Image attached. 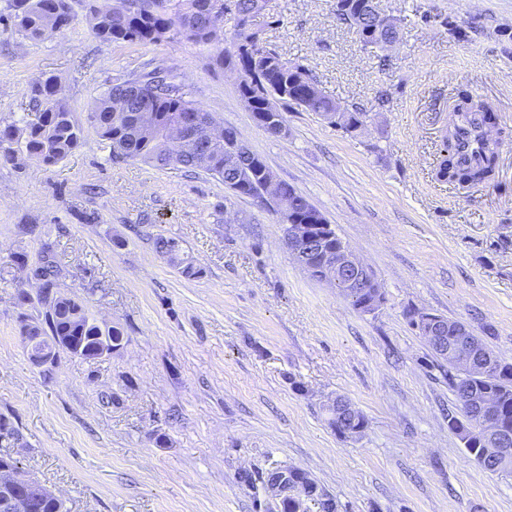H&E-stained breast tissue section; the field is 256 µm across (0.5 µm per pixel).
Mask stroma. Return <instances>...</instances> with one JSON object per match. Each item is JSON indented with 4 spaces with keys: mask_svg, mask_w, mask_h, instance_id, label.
<instances>
[{
    "mask_svg": "<svg viewBox=\"0 0 512 512\" xmlns=\"http://www.w3.org/2000/svg\"><path fill=\"white\" fill-rule=\"evenodd\" d=\"M335 3L267 0L254 23L328 97L367 111L355 138L293 107L285 134H269L235 72L187 41L102 42L75 0L72 29L31 42L0 0V117L23 118L30 85L53 75L85 127L57 165L0 161V414L19 430L23 474L67 512H254L238 472L283 466L348 512H512V474L471 460L449 430L455 397L405 316L463 322L512 361V0H378L401 21L386 49L363 48ZM151 60L325 215L384 289L378 312L311 277L276 214L211 175L113 163L85 126L89 105L113 74ZM464 92L491 105L500 150L494 177L468 188L437 177ZM159 237L201 276L158 253ZM46 242L59 291L124 329L117 352L31 364L17 318L41 304L16 260L35 263ZM336 396L365 416L360 438L328 425ZM155 248L161 254H164L175 265L179 266L181 272L188 277H197L201 274V269L194 266L193 262L185 258L178 242L172 238H157Z\"/></svg>",
    "mask_w": 512,
    "mask_h": 512,
    "instance_id": "obj_1",
    "label": "stroma"
}]
</instances>
